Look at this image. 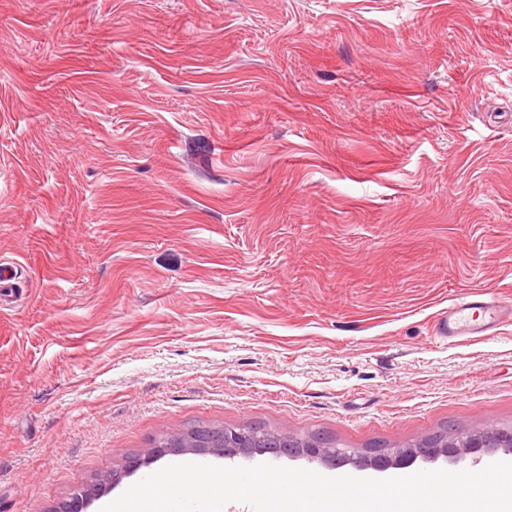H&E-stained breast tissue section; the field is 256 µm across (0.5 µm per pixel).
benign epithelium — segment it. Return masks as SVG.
I'll return each mask as SVG.
<instances>
[{"mask_svg": "<svg viewBox=\"0 0 512 512\" xmlns=\"http://www.w3.org/2000/svg\"><path fill=\"white\" fill-rule=\"evenodd\" d=\"M258 447L269 448L276 456L288 459L305 458L326 466L347 462L359 470L386 472L403 468L419 458L434 462L442 457L455 464H464L471 454L479 451L491 454L501 450L512 454V428H462L452 436L445 434L440 437L430 434L415 443L379 448L361 457L354 452L333 448L320 437L309 436L300 440L286 429L259 432L246 426H224L217 432H203L187 438L178 437L162 445L155 443L145 451L144 457L129 461L126 471H135L147 461L174 452L212 454L229 460L251 459L254 454L248 452V449ZM98 495L99 487L91 485L81 493L70 495L61 501L55 512H87Z\"/></svg>", "mask_w": 512, "mask_h": 512, "instance_id": "7a95c632", "label": "benign epithelium"}]
</instances>
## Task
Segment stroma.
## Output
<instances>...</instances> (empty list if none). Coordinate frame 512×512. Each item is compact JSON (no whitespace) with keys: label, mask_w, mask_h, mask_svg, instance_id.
Here are the masks:
<instances>
[{"label":"stroma","mask_w":512,"mask_h":512,"mask_svg":"<svg viewBox=\"0 0 512 512\" xmlns=\"http://www.w3.org/2000/svg\"><path fill=\"white\" fill-rule=\"evenodd\" d=\"M0 512L193 425L512 427V0H0ZM484 296L469 294L455 303L448 309V315L440 318L439 334L448 339L485 336L503 318L505 308L498 300Z\"/></svg>","instance_id":"1"}]
</instances>
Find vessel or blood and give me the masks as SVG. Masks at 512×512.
Wrapping results in <instances>:
<instances>
[{
  "instance_id": "1",
  "label": "vessel or blood",
  "mask_w": 512,
  "mask_h": 512,
  "mask_svg": "<svg viewBox=\"0 0 512 512\" xmlns=\"http://www.w3.org/2000/svg\"><path fill=\"white\" fill-rule=\"evenodd\" d=\"M504 314L505 309L498 300L470 294L455 303L447 316L440 318L438 332L450 339L481 336L495 327Z\"/></svg>"
}]
</instances>
